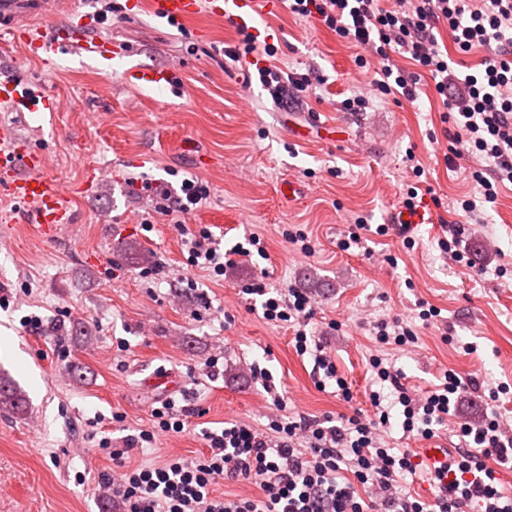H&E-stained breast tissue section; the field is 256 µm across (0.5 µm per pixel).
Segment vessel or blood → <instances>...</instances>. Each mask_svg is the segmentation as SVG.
Returning <instances> with one entry per match:
<instances>
[{
	"label": "vessel or blood",
	"mask_w": 512,
	"mask_h": 512,
	"mask_svg": "<svg viewBox=\"0 0 512 512\" xmlns=\"http://www.w3.org/2000/svg\"><path fill=\"white\" fill-rule=\"evenodd\" d=\"M200 0H152V9L158 16L176 21L197 15ZM273 7L278 0H210V12L237 25L247 23L256 10L257 3ZM44 10V0H0V28L12 31L31 56L39 57L50 52L78 48L91 58L106 63L117 58L119 48L89 39L84 29H57L53 36H45L43 28L17 25L20 16H37ZM24 159L28 175L16 174L17 159ZM43 154L19 147L15 151L0 152V191L12 198L31 204V223L37 224L44 235H51L61 224L69 223L70 215L65 206L56 178L43 172ZM395 223L403 226L431 224L435 221L434 209L428 198H421L412 209L396 211Z\"/></svg>",
	"instance_id": "1"
}]
</instances>
